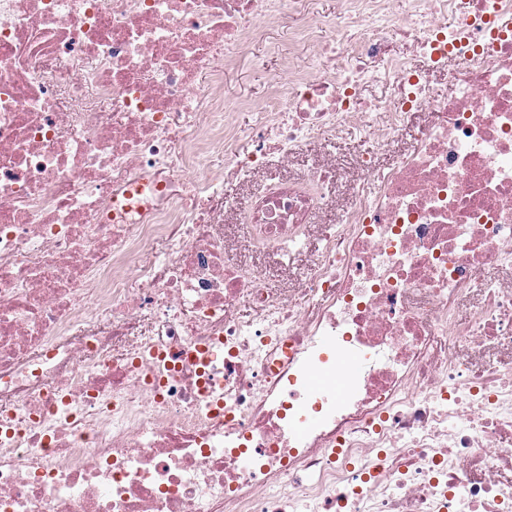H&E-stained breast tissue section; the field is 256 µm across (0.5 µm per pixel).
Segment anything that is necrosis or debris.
<instances>
[{
  "instance_id": "obj_1",
  "label": "necrosis or debris",
  "mask_w": 512,
  "mask_h": 512,
  "mask_svg": "<svg viewBox=\"0 0 512 512\" xmlns=\"http://www.w3.org/2000/svg\"><path fill=\"white\" fill-rule=\"evenodd\" d=\"M347 4L322 55L353 66L274 80L241 134L224 71L282 0H0V512H512V0H414L466 76L440 99L386 56L390 0ZM423 106L286 293L225 265V169L384 149ZM333 179L256 196L280 264ZM435 118V113L431 112L430 109H426L413 115L403 132V136L389 148L375 153L371 158V165L374 168L381 170L391 168L394 165L397 156L404 150L408 149L420 134L423 127Z\"/></svg>"
}]
</instances>
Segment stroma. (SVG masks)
Wrapping results in <instances>:
<instances>
[{"label": "stroma", "mask_w": 512, "mask_h": 512, "mask_svg": "<svg viewBox=\"0 0 512 512\" xmlns=\"http://www.w3.org/2000/svg\"><path fill=\"white\" fill-rule=\"evenodd\" d=\"M342 7V0H288L286 4L287 10H304L315 20L317 36L326 45L336 42V19ZM406 10L407 0H391V18L382 24L386 51L405 58L411 66L419 67L424 60L413 54L411 38L401 26ZM293 39L290 24H273L264 39L256 42L246 56L225 72L224 98L232 105V119L237 126L246 128L254 123L269 97L276 74L289 70L306 74L320 68L322 61L313 55L311 46L294 45ZM434 118V112L428 109L413 115L402 137L379 152L373 151L371 143L362 134L352 131L338 139H307L287 165H270L248 183L241 181L232 170H225L224 194L234 202L233 210L224 214L230 237V246L224 253L225 263L235 265L247 262L259 267L265 273L264 288L274 293L284 292L290 285V270L281 267L272 254L258 249L243 221L253 193L285 178L306 176L319 166L332 168L335 181L329 193L333 197V204L315 213L307 238L308 250H317L323 225L338 223L342 211L350 206L352 187L363 162H371L373 167L381 170L391 168L398 155L412 145L423 127Z\"/></svg>", "instance_id": "35a3bbf8"}]
</instances>
